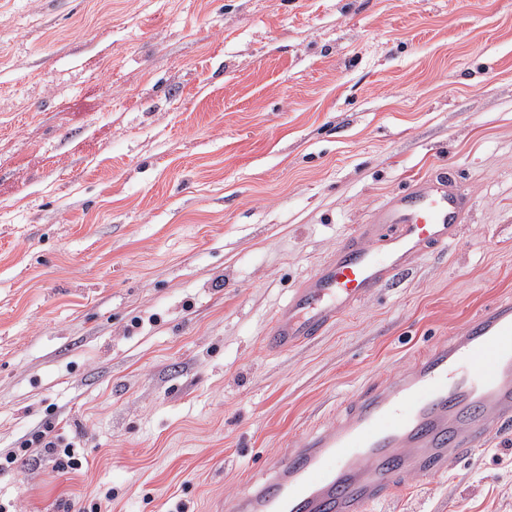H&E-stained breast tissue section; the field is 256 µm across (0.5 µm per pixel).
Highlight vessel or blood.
<instances>
[{"label": "vessel or blood", "mask_w": 512, "mask_h": 512, "mask_svg": "<svg viewBox=\"0 0 512 512\" xmlns=\"http://www.w3.org/2000/svg\"><path fill=\"white\" fill-rule=\"evenodd\" d=\"M466 197L440 170L417 178L350 234L276 311L266 346L320 336L421 252L457 240ZM512 432V301L490 300L464 331L419 354L391 384L364 391L345 419L299 439L230 512H367L400 482L435 476Z\"/></svg>", "instance_id": "vessel-or-blood-1"}]
</instances>
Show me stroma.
Segmentation results:
<instances>
[{
    "label": "stroma",
    "mask_w": 512,
    "mask_h": 512,
    "mask_svg": "<svg viewBox=\"0 0 512 512\" xmlns=\"http://www.w3.org/2000/svg\"><path fill=\"white\" fill-rule=\"evenodd\" d=\"M447 166L471 199L311 343L274 313ZM512 298V0H0L5 512H217ZM368 512H512V436ZM44 452L55 456L58 467L62 470H80L83 467L82 456L75 451V448H55V442L45 443Z\"/></svg>",
    "instance_id": "stroma-1"
}]
</instances>
